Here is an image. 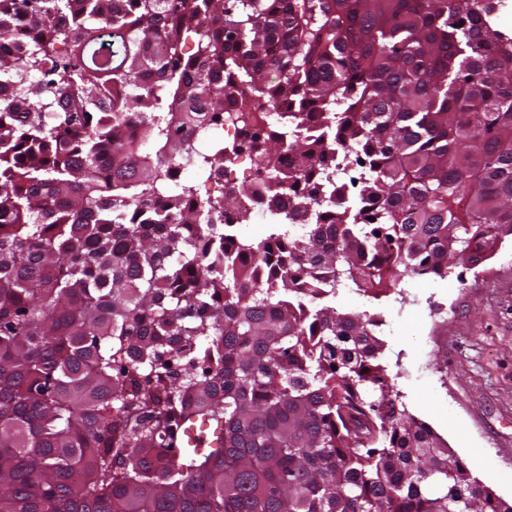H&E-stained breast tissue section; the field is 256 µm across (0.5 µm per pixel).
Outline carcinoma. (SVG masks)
<instances>
[{
  "instance_id": "obj_1",
  "label": "carcinoma",
  "mask_w": 512,
  "mask_h": 512,
  "mask_svg": "<svg viewBox=\"0 0 512 512\" xmlns=\"http://www.w3.org/2000/svg\"><path fill=\"white\" fill-rule=\"evenodd\" d=\"M493 2L0 0V512H512L401 401L374 319L323 301L512 237ZM243 153L278 221L236 243L257 268L203 230Z\"/></svg>"
}]
</instances>
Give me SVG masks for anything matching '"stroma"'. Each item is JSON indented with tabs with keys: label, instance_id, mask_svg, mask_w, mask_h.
I'll use <instances>...</instances> for the list:
<instances>
[{
	"label": "stroma",
	"instance_id": "stroma-1",
	"mask_svg": "<svg viewBox=\"0 0 512 512\" xmlns=\"http://www.w3.org/2000/svg\"><path fill=\"white\" fill-rule=\"evenodd\" d=\"M334 304L380 320L388 373L408 410L512 499V241L448 277L404 282L376 299L343 288Z\"/></svg>",
	"mask_w": 512,
	"mask_h": 512
}]
</instances>
